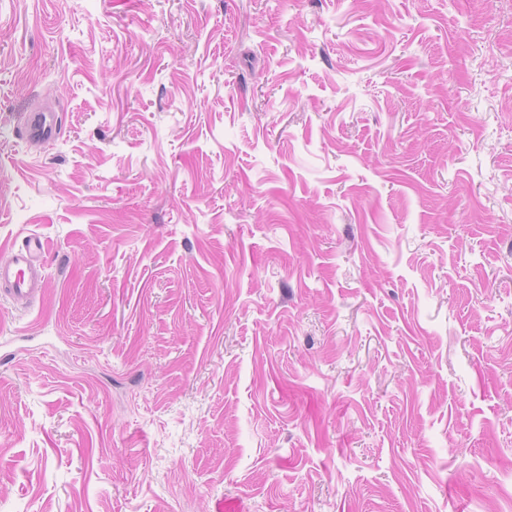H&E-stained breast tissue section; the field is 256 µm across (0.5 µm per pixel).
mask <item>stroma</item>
I'll list each match as a JSON object with an SVG mask.
<instances>
[{
	"label": "stroma",
	"mask_w": 512,
	"mask_h": 512,
	"mask_svg": "<svg viewBox=\"0 0 512 512\" xmlns=\"http://www.w3.org/2000/svg\"><path fill=\"white\" fill-rule=\"evenodd\" d=\"M31 231L0 512H512V0H0ZM25 135L28 141L47 142L58 135L55 114L52 112H35L25 125Z\"/></svg>",
	"instance_id": "stroma-1"
}]
</instances>
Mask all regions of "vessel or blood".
<instances>
[{"label":"vessel or blood","mask_w":512,"mask_h":512,"mask_svg":"<svg viewBox=\"0 0 512 512\" xmlns=\"http://www.w3.org/2000/svg\"><path fill=\"white\" fill-rule=\"evenodd\" d=\"M27 140L47 142L58 135L54 113L37 112L25 125ZM50 250L48 240L41 234L25 237L21 246L0 249V299L14 307L29 308L44 292L46 282L45 258Z\"/></svg>","instance_id":"b4317fda"}]
</instances>
